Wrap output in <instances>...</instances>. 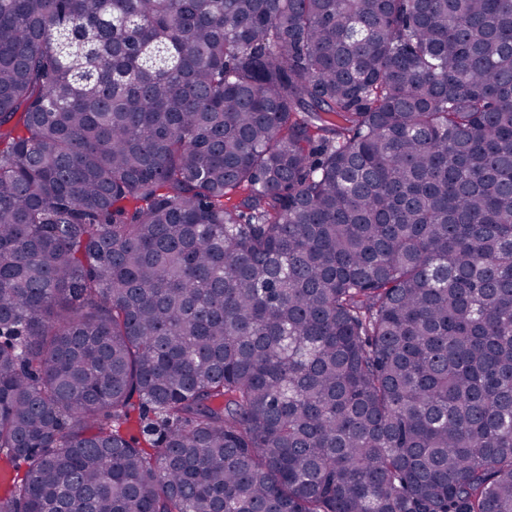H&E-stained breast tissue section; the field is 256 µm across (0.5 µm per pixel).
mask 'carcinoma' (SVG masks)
<instances>
[{"label": "carcinoma", "mask_w": 512, "mask_h": 512, "mask_svg": "<svg viewBox=\"0 0 512 512\" xmlns=\"http://www.w3.org/2000/svg\"><path fill=\"white\" fill-rule=\"evenodd\" d=\"M1 454L0 512H512V0H0Z\"/></svg>", "instance_id": "cac0c4a2"}]
</instances>
